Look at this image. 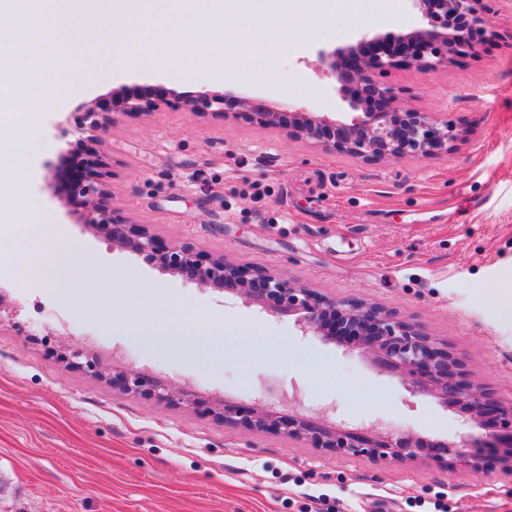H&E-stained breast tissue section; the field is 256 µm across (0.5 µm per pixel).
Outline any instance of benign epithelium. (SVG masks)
<instances>
[{"label":"benign epithelium","instance_id":"7a95c632","mask_svg":"<svg viewBox=\"0 0 512 512\" xmlns=\"http://www.w3.org/2000/svg\"><path fill=\"white\" fill-rule=\"evenodd\" d=\"M414 11L427 25L407 33L393 35L397 49H379L362 55V48L382 40L379 35L360 34L355 44L332 52H321L320 63L338 82L347 80L356 86L349 107L356 115L350 123H341L325 115L295 111L288 114L273 108L252 110L262 123L288 126L299 137L315 143H330L337 150L363 159L399 158L405 155L432 156L448 151L453 140L448 122L430 112H419L400 104L392 90L376 79L403 62L434 71L466 56L476 43L461 40L448 32V19H463L474 30L488 32L491 23L477 8L478 0H409ZM169 95L182 99L191 112L204 108L224 111L223 92L201 86L189 96L175 91ZM120 102L111 112L158 110L169 99L145 100L120 89L112 92ZM112 124L104 111L87 108L78 131L97 141ZM103 160L96 157L85 165L75 180L82 212L78 223L112 241V245L144 254L155 260L165 272L191 275L202 288L231 291L246 302L260 305L279 315L297 317L307 333L327 341L343 335L366 354L380 370L401 377L414 394L435 399L446 408L465 415L471 422L489 431V450L462 439L428 447L422 437L402 433L385 437L374 428L347 429L323 416L290 413L278 415L261 405L238 406L215 403L209 412L229 426L273 432L288 438L303 439L314 447L341 456L368 457L380 461L414 462L425 458L445 469L462 467L473 474L497 463L512 474V404H502L474 385L461 369L459 358L438 343L424 329L400 317L396 312L364 304L356 299H338L315 293L286 277L261 269L239 267L222 258H208L190 246L162 245L147 228H134L115 220L100 178ZM57 357L69 366L96 376L107 377L112 386L125 394L148 395L164 405L197 406V397L178 390L168 381L143 372L109 364L101 354L87 347L62 345Z\"/></svg>","mask_w":512,"mask_h":512}]
</instances>
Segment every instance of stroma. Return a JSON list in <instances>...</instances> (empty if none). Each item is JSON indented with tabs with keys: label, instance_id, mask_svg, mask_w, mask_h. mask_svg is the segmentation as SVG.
I'll return each mask as SVG.
<instances>
[{
	"label": "stroma",
	"instance_id": "1",
	"mask_svg": "<svg viewBox=\"0 0 512 512\" xmlns=\"http://www.w3.org/2000/svg\"><path fill=\"white\" fill-rule=\"evenodd\" d=\"M495 17L477 54L435 72L387 70L378 80L400 102L442 115L455 139L448 153L364 160L257 123L254 107L318 112L349 122L335 78L317 68L320 50L360 32L388 35L418 26L407 0H256L235 18L239 30L281 11L304 38L269 41L263 79L225 84L220 57L191 56L211 88L234 92L221 113L175 104L117 116L98 148L116 218L148 227L170 245H189L259 268L320 293L391 308L420 323L463 361L474 384L512 403V0H487ZM135 88L146 97L196 91V82L132 64L112 80L44 113L24 157L19 190L76 242L79 264L68 291L17 284L15 319L0 323V512H512V475L500 467L471 475L434 462L378 464L309 442L230 427L196 407L127 395L59 362L68 342L114 355L210 401L280 411H323L352 429L412 432L456 441L485 432L458 412L411 393L351 344L303 334L294 317L199 287L77 224L70 185L89 157L74 134L91 104ZM25 225L0 228V271L16 274L27 256ZM129 275L125 315L143 321L142 296L157 290L224 328V355L183 357L105 333L111 310L92 314V276ZM272 342L239 361V333ZM304 356L309 367L299 366Z\"/></svg>",
	"mask_w": 512,
	"mask_h": 512
}]
</instances>
